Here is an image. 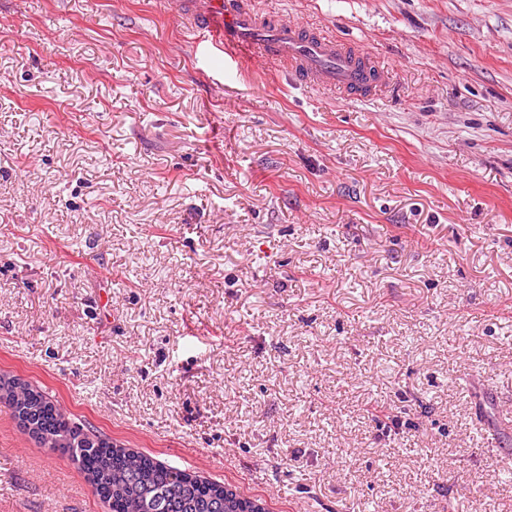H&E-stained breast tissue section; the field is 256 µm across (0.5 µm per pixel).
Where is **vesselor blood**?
Here are the masks:
<instances>
[{
	"label": "vessel or blood",
	"instance_id": "obj_1",
	"mask_svg": "<svg viewBox=\"0 0 512 512\" xmlns=\"http://www.w3.org/2000/svg\"><path fill=\"white\" fill-rule=\"evenodd\" d=\"M182 26L194 43L239 64L252 57L297 82L349 93H370L385 73L335 37L257 12L252 0H177Z\"/></svg>",
	"mask_w": 512,
	"mask_h": 512
}]
</instances>
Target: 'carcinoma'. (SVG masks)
I'll list each match as a JSON object with an SVG mask.
<instances>
[{
    "mask_svg": "<svg viewBox=\"0 0 512 512\" xmlns=\"http://www.w3.org/2000/svg\"><path fill=\"white\" fill-rule=\"evenodd\" d=\"M0 404L23 431L52 449L68 453L111 512H245L242 504L262 505L215 482L199 479L151 456L130 453L63 416L46 393L30 384L0 380Z\"/></svg>",
    "mask_w": 512,
    "mask_h": 512,
    "instance_id": "cac0c4a2",
    "label": "carcinoma"
}]
</instances>
